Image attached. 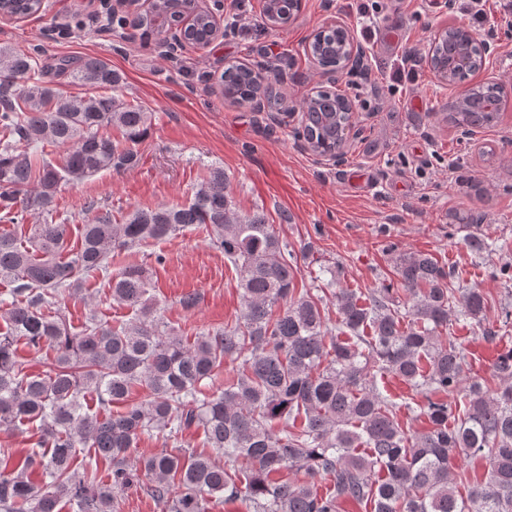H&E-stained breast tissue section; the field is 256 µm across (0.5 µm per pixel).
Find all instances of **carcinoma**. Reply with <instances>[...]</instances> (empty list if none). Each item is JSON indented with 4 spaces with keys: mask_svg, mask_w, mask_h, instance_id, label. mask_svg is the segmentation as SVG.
<instances>
[{
    "mask_svg": "<svg viewBox=\"0 0 512 512\" xmlns=\"http://www.w3.org/2000/svg\"><path fill=\"white\" fill-rule=\"evenodd\" d=\"M175 2L153 0L132 20L141 42L173 21ZM41 5L0 0V11L24 18ZM211 21L209 11L197 12L196 35L211 36ZM449 37L432 42L431 67L446 57ZM340 40L331 31L315 34L311 49L323 66L337 65L325 46ZM55 71L113 94L65 95L45 80L38 57L0 47V222L19 225L29 214L48 213L61 185L139 162L135 146L150 113L116 96L122 75L95 56L62 59ZM263 81L237 63L220 78L224 99L240 105L254 101ZM475 93L488 108L481 125L489 127L500 115L502 90L485 84ZM350 118L337 112L328 122L307 121L304 139L314 151L330 152ZM107 127L122 141L100 134ZM44 143L66 149L60 162L38 152ZM228 185L224 168L214 167L185 203L138 207L119 221L102 212L82 225L71 251L67 224H35L24 241L0 233V280L10 285V299L0 301L7 324L0 331V426L38 421L42 430L39 449L21 462L11 467L0 457V512H62L63 502L70 512H116L118 495L144 479L162 512H209L214 500L247 501L252 512H340L345 503L369 504L372 512H512V348L497 353L501 386L489 395L482 383L466 381L463 349L443 336L462 318L486 343L500 341L486 321L482 289L454 285V271L424 252L396 257L404 302L390 288L369 295L343 288L334 271L331 296L320 287L298 289L295 253L264 213L236 209ZM199 225L239 275L242 311L234 324L188 342L164 321L143 265L110 280L112 301L134 312L128 322L111 325L93 315L73 333L52 309L60 292H80L88 276L107 272L113 251ZM21 340L55 350L44 373L23 372ZM228 361L239 362L236 376L208 393L205 381ZM373 369L395 374L422 396L427 431L406 434ZM137 385L151 398L112 412ZM459 390L467 405L456 415L444 397ZM88 395L103 414L87 411ZM275 422L283 428L275 430ZM192 428L224 455V465L189 448L132 455L145 434L176 439ZM82 448L109 462L106 479L89 472ZM461 456L485 462L483 479L465 495L452 471ZM285 469L300 478L278 480Z\"/></svg>",
    "mask_w": 512,
    "mask_h": 512,
    "instance_id": "1",
    "label": "carcinoma"
}]
</instances>
